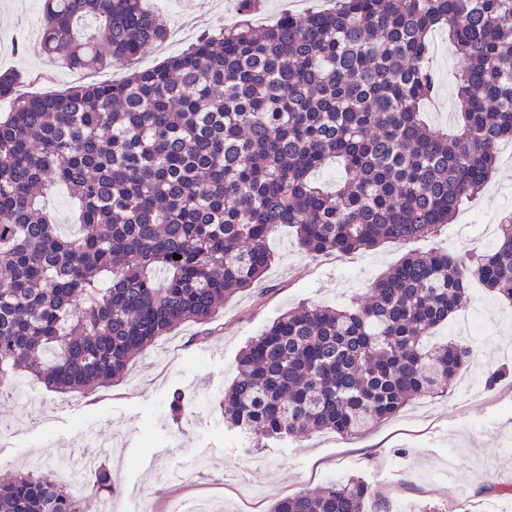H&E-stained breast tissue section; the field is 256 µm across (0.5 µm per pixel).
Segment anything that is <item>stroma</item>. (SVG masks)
Listing matches in <instances>:
<instances>
[{
  "label": "stroma",
  "instance_id": "stroma-1",
  "mask_svg": "<svg viewBox=\"0 0 512 512\" xmlns=\"http://www.w3.org/2000/svg\"><path fill=\"white\" fill-rule=\"evenodd\" d=\"M41 0H0V70L15 73L24 91L54 93L70 86L120 79L122 70L88 74L60 59L41 55L33 42L41 28ZM166 15L175 35L146 46L139 64L147 68L179 54L196 36L230 24L238 0H146ZM441 107L427 118L453 126L460 59L446 32L429 37ZM512 212V157L501 155L496 170L474 201L436 237L406 244L384 243L357 255L312 258L290 229L279 230L270 247L274 264L253 287L229 298L208 325L187 322L130 364L112 386L62 397L25 380L0 391V481L19 466L39 460L55 469L63 451L95 456L112 476L113 502L136 512L149 497L157 512L170 500L211 501L213 512H266L275 500L359 478L384 498L390 512H485L498 500L512 512V496L498 497L512 482V305L486 288L468 286L477 323L478 356L459 377L474 394L459 400L424 396L396 417L354 438L314 433L254 447L227 428L220 401L236 375L243 347L281 313L302 304L339 305L364 297L371 282L409 251L436 248L463 255L483 250L484 230ZM509 369L491 382L490 371ZM184 397L186 431L168 409L173 392ZM181 469L180 481L163 471Z\"/></svg>",
  "mask_w": 512,
  "mask_h": 512
}]
</instances>
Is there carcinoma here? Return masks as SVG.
Masks as SVG:
<instances>
[{
	"label": "carcinoma",
	"mask_w": 512,
	"mask_h": 512,
	"mask_svg": "<svg viewBox=\"0 0 512 512\" xmlns=\"http://www.w3.org/2000/svg\"><path fill=\"white\" fill-rule=\"evenodd\" d=\"M241 9L240 24L141 69L132 59L168 35L142 0H43V55L127 74L49 95L0 74V391L18 377L60 395L111 384L257 283L282 225L311 257L430 236L512 140V0H337L262 29L251 0ZM439 26L461 60L452 132L421 115ZM332 164L328 188L314 174ZM51 183L79 204L72 235L44 209ZM471 279L512 303V217L469 263L409 252L360 302L278 316L239 354L224 421L264 442L352 437L448 393L472 347L432 336ZM110 496L103 468L77 496L33 463L0 482V512H89ZM374 496L352 479L270 512H365Z\"/></svg>",
	"instance_id": "carcinoma-1"
}]
</instances>
